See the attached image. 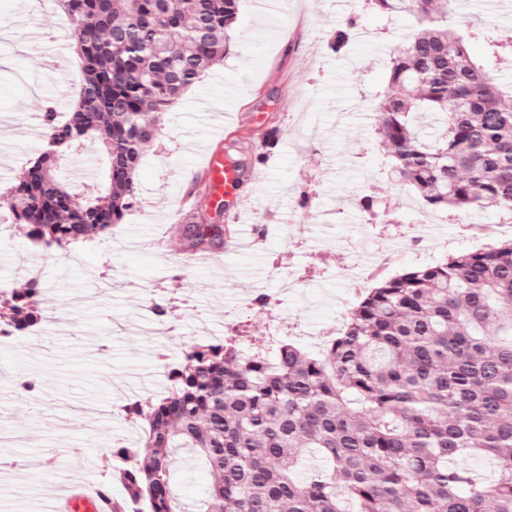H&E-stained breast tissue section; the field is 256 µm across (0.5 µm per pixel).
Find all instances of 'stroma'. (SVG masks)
I'll return each mask as SVG.
<instances>
[{"label": "stroma", "instance_id": "1", "mask_svg": "<svg viewBox=\"0 0 512 512\" xmlns=\"http://www.w3.org/2000/svg\"><path fill=\"white\" fill-rule=\"evenodd\" d=\"M61 22L79 28L55 0H0V192L44 147L29 132L43 105L63 113L77 98L78 61L69 60L58 84L38 51ZM349 23L365 41L332 49L334 32ZM448 23L492 76L512 82V54L486 58L511 26L494 13L465 15L453 2ZM417 28L412 16L380 12L370 0H286L276 16L242 0L223 64L165 114L123 224L103 242L51 254L32 250L17 229L0 238V283L22 287L37 268L43 305L62 318L0 340V421L20 436L0 444V512H42L44 493L72 478L106 487L114 505L133 512L111 451L141 437L142 422L127 407L167 388L160 350L174 359L188 343L223 339L232 328L240 336L274 329L314 351L381 279L512 238V219L495 208L460 222L395 188L375 108L393 55ZM203 101L231 117L210 147L237 162L233 197L264 226L258 237L251 225L230 227L240 247L213 271L188 264L171 231L214 214L202 161L183 147L202 127ZM273 129L279 141L266 164L256 163ZM99 156L89 142L67 165L74 193L92 191ZM366 194L393 220H371L360 207ZM259 293L275 305L248 312ZM157 299L177 305L173 334L150 319Z\"/></svg>", "mask_w": 512, "mask_h": 512}]
</instances>
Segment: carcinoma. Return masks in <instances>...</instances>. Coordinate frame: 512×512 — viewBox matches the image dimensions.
I'll return each mask as SVG.
<instances>
[{
    "label": "carcinoma",
    "instance_id": "carcinoma-1",
    "mask_svg": "<svg viewBox=\"0 0 512 512\" xmlns=\"http://www.w3.org/2000/svg\"><path fill=\"white\" fill-rule=\"evenodd\" d=\"M241 0H59L80 21L78 99L45 106L46 144L0 196L41 250L104 240L139 197L161 115L224 61ZM419 30L391 61L379 143L397 183L432 210L512 215V84L498 86L448 26V0H375ZM439 116L423 137L416 119ZM100 146L98 195L63 181ZM224 225L185 224L190 254ZM40 280L0 299V327L46 321ZM147 424L112 452L138 512H187L173 490L185 450L210 480L195 512H512V239L413 267L371 289L315 353L286 339L192 343ZM489 460L490 476L470 461Z\"/></svg>",
    "mask_w": 512,
    "mask_h": 512
}]
</instances>
